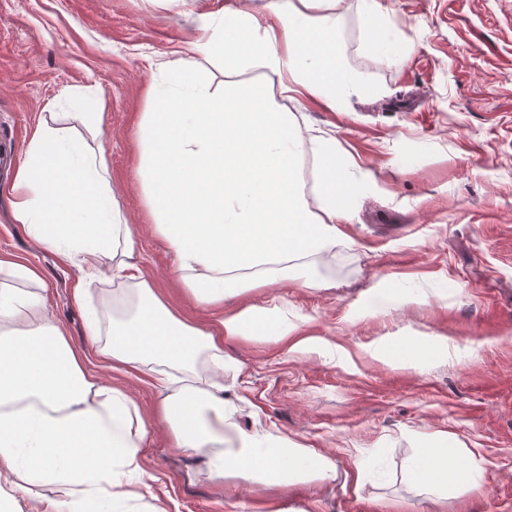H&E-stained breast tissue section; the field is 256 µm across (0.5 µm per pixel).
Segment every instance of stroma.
<instances>
[{"mask_svg": "<svg viewBox=\"0 0 512 512\" xmlns=\"http://www.w3.org/2000/svg\"><path fill=\"white\" fill-rule=\"evenodd\" d=\"M401 61L370 62L360 0L337 22L345 64L380 96L349 112L299 100L311 134L333 136L367 174L340 225L336 255L311 267L309 288H259L247 301L299 327L284 340L224 345V396L243 427L261 416L274 434L332 459L337 477L265 488L209 478L203 460L156 433L143 456L167 512H512V0H382ZM224 0H0V146L27 144L42 114L98 112L117 204L138 235L155 287L191 323L166 245L134 181L135 128L163 64L188 57L201 16ZM0 169V257L35 267L55 319L84 343L73 303L77 267L13 223ZM391 307L374 308L369 288ZM444 336L446 351L407 369L371 357L393 337ZM319 339L297 350L295 339ZM440 442L475 459L482 484L431 502L410 483L415 448Z\"/></svg>", "mask_w": 512, "mask_h": 512, "instance_id": "stroma-1", "label": "stroma"}]
</instances>
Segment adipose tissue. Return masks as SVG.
<instances>
[{
	"label": "adipose tissue",
	"mask_w": 512,
	"mask_h": 512,
	"mask_svg": "<svg viewBox=\"0 0 512 512\" xmlns=\"http://www.w3.org/2000/svg\"><path fill=\"white\" fill-rule=\"evenodd\" d=\"M371 56L401 47L380 0H361ZM345 0H226L220 22L201 17L189 58L163 68L152 90L155 111L141 113L134 178L151 217L148 229L175 258L192 301L211 310L190 323L159 295L137 259V235L112 190L100 113L84 130L42 119L8 189L12 219L44 250L76 266L73 292L114 277L133 286L126 319H85L87 342L73 346L55 320L39 273L0 258V512H14L31 486L57 496L39 512H128L149 493L142 450L163 430L172 447L203 457L211 478L235 474L270 487L336 475L328 457L257 425L243 430L224 397V342L279 341L295 323L246 304L224 302L257 288L303 279L308 259L327 260L339 243L360 183L357 164L335 137H308L290 102L308 97L347 112L356 98L379 95L347 67L336 21ZM219 58L229 80L215 87L199 59ZM259 73L256 82L247 73ZM95 370H88V363ZM147 372L158 402L142 415L99 370ZM409 480L435 498L477 487L478 462H457L448 446L415 449Z\"/></svg>",
	"instance_id": "adipose-tissue-1"
}]
</instances>
